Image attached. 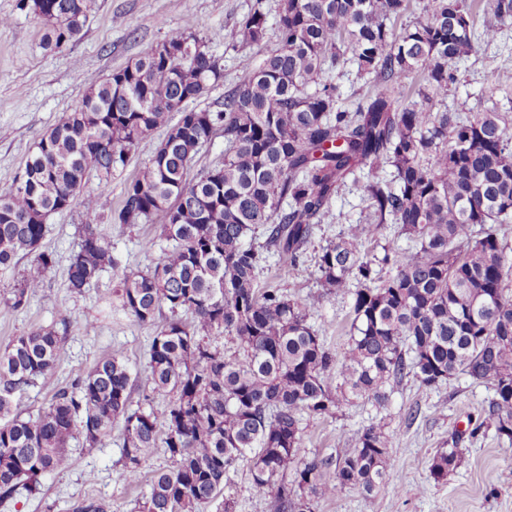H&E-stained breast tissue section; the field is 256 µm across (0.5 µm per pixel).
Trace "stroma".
I'll use <instances>...</instances> for the list:
<instances>
[{"instance_id": "35a3bbf8", "label": "stroma", "mask_w": 512, "mask_h": 512, "mask_svg": "<svg viewBox=\"0 0 512 512\" xmlns=\"http://www.w3.org/2000/svg\"><path fill=\"white\" fill-rule=\"evenodd\" d=\"M255 0H92L79 36L60 46H45L44 26L20 0H0V192L9 190L36 144L64 115L78 107L88 88L114 70L134 63L163 41L168 33L182 30L205 40L224 60V77L194 106L222 110L224 94L242 71L258 68L263 51L252 47L229 48L225 28L246 16ZM458 82L447 98L436 104L439 112L463 115L489 107L512 113V23L501 27L495 41L477 43L475 51L456 66ZM157 130L143 138L123 169L113 173L104 206L97 220L99 231L111 239L117 268H105L82 292L69 289L67 268L80 242L86 217L79 204L51 214L42 245L56 258V273L25 306L15 310L4 299L11 286L33 273L31 260L0 270V351L16 336L50 324L57 310H68L71 327L68 352L54 372L39 378L35 386L17 396L22 413L46 406L53 394L75 377L85 375L106 354L123 356L134 380L146 369L147 350L156 325L141 324L125 314L112 290L122 273L152 268L166 241L155 252H144L141 241L156 235L155 225L114 224L129 181L153 155L163 139ZM366 204L357 187L347 188L334 202L332 213L318 225L313 241L322 245L336 239L347 225L365 218ZM313 253H306L297 269L269 261L259 275L262 285L281 289L303 299L315 287ZM351 299L338 296L312 310L308 322L325 346L342 353L349 340ZM94 323L84 332V323ZM493 391L490 385L460 375L433 388L421 387L413 376L395 386L385 404L360 398L333 414L305 420L302 455L335 459L353 448L358 431L383 423L393 433L390 453L393 466L386 483L371 496L345 489L320 500L316 512H512V443L498 439L489 426L485 409ZM122 422L98 447L90 448L82 432L70 440L71 464L48 476L41 494L20 492L0 512H71L72 504L85 497L103 500L108 512H139L144 484L127 482L122 475ZM462 448L457 469L445 480L430 476L437 451ZM233 498L236 512H270L267 497L254 492L246 462L230 470L219 496L205 512H224L225 498Z\"/></svg>"}]
</instances>
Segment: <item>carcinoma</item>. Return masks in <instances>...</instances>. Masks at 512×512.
<instances>
[{
    "mask_svg": "<svg viewBox=\"0 0 512 512\" xmlns=\"http://www.w3.org/2000/svg\"><path fill=\"white\" fill-rule=\"evenodd\" d=\"M412 1L418 15L399 23ZM90 4L31 0L30 9L44 22L45 43L59 47L80 34ZM478 10L490 16L480 31ZM507 22L512 0H278L271 29L259 2L224 30V44L262 49L271 33L276 45L259 68L238 75L224 110L189 107L224 71L191 32H171L92 86L0 193V269L25 258L35 266L5 304L22 307L54 275L55 255L40 249L45 221L75 201L88 223L70 258L69 288L80 292L118 265L93 221L112 173L163 128L112 223L158 220L172 245L153 269L123 275L113 294L139 323L165 309L169 316L152 337L146 393L135 405L127 362L107 355L37 412L16 411V395L67 355L70 315L61 310L52 324L13 338L0 353V417H8L0 422V502L22 489L37 495L44 476L69 468L76 424L94 446L117 420L126 481L140 482L159 449L172 462L146 481L140 512H201L239 460L273 512H314L317 500L347 486L370 496L392 468L385 426L363 427L328 477L330 462L300 454L303 416L330 415L359 396L383 403L388 387L410 374L425 388L457 375L490 384L488 417L512 442V248L499 236L512 222V118L494 108L454 117L435 111L457 81L456 63ZM348 52L369 82L351 111L327 77ZM410 76L422 84L403 106L395 88ZM219 133L223 159L188 178L196 154ZM386 171L388 180L379 177ZM91 173L98 183L90 189ZM350 183L369 217L316 252L317 290L294 300L262 286L269 258L299 266L315 226ZM388 222L411 245H385L380 258L362 253L360 244ZM333 295L352 300L339 359L308 323ZM214 330L232 337L237 356L207 343ZM151 392L170 394L162 410L149 405ZM460 461L461 449L446 448L430 475L444 479ZM72 512L107 506L88 497Z\"/></svg>",
    "mask_w": 512,
    "mask_h": 512,
    "instance_id": "cac0c4a2",
    "label": "carcinoma"
}]
</instances>
